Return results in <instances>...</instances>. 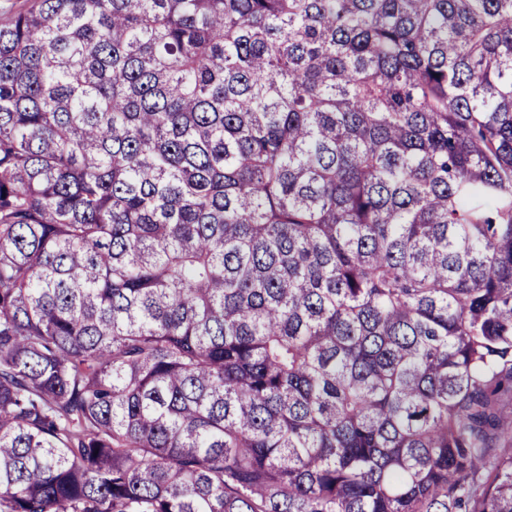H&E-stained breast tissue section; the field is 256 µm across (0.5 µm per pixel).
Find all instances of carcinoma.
<instances>
[{
	"mask_svg": "<svg viewBox=\"0 0 512 512\" xmlns=\"http://www.w3.org/2000/svg\"><path fill=\"white\" fill-rule=\"evenodd\" d=\"M0 512H512V0L1 24Z\"/></svg>",
	"mask_w": 512,
	"mask_h": 512,
	"instance_id": "cac0c4a2",
	"label": "carcinoma"
}]
</instances>
